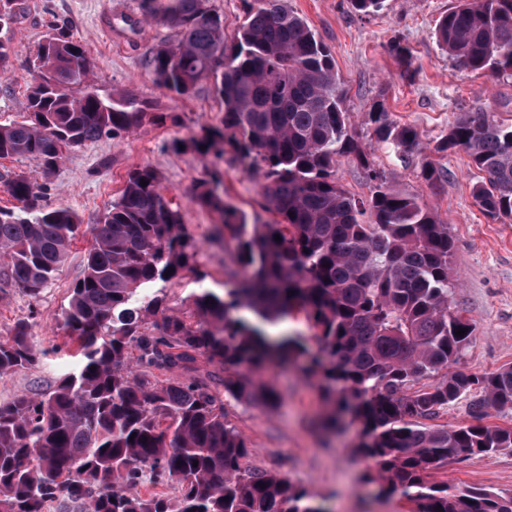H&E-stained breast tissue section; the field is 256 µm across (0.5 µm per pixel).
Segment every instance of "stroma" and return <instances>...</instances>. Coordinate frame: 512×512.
Listing matches in <instances>:
<instances>
[{
	"mask_svg": "<svg viewBox=\"0 0 512 512\" xmlns=\"http://www.w3.org/2000/svg\"><path fill=\"white\" fill-rule=\"evenodd\" d=\"M141 0H18L19 16L1 40L11 51L0 70V123L22 120L32 80L33 52L51 25L62 26L87 50L91 82L100 94L130 92L147 102L162 122L147 121L120 139H103L73 149L53 174L36 161L0 159V172L24 174L46 189L43 204L70 207L81 231L58 277L33 300L15 288L0 291V337L13 323L29 319L34 343L43 356L34 367L0 378V403L21 393H42L64 374L79 368L76 346L63 327L62 314L71 290L83 274V258L91 244L89 225L116 199L128 172L150 166L160 177L163 193L178 204L189 231L201 241L197 272H183L167 283L145 288V295L164 296L167 315L194 322L193 298L201 289L224 285L231 254L209 245L216 214L191 200L198 180L212 166L211 157L173 151L172 140L187 139L224 115L209 82L185 96L159 87L148 60L175 33L141 17ZM457 0H385L374 14H362L350 0H288L330 49L350 116L349 131L364 158H339L336 179L351 195L368 198L373 183L369 170L381 172L387 184L416 197L447 224L453 240L452 268L459 284L456 309L476 326L472 342L457 364L459 371L483 375L512 363V222L487 218L473 196L480 177L467 154L438 153L434 147L448 126L466 108L481 105L498 119L512 123V78L493 79L460 69L438 47L435 27ZM111 18V30L100 21ZM400 42L411 52L413 78L391 51ZM384 100L392 120L419 133L420 148L402 156L378 146L367 123L374 100ZM442 169L441 180L429 183L424 163ZM230 201L252 211L258 199L256 178L241 164H223ZM303 360L271 362L264 375L280 391L275 408L231 399L224 407L228 421L250 442V467L289 477L323 500L328 512H408L401 495L381 494L366 482L365 461L356 454L357 426L341 424L333 431L320 426L327 406L317 383L302 372ZM452 485L512 491V449L495 454L450 460L437 475Z\"/></svg>",
	"mask_w": 512,
	"mask_h": 512,
	"instance_id": "obj_1",
	"label": "stroma"
}]
</instances>
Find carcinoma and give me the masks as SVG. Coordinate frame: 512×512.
<instances>
[{
    "label": "carcinoma",
    "mask_w": 512,
    "mask_h": 512,
    "mask_svg": "<svg viewBox=\"0 0 512 512\" xmlns=\"http://www.w3.org/2000/svg\"><path fill=\"white\" fill-rule=\"evenodd\" d=\"M243 4L229 43L209 0H141L146 17L176 32L150 57L154 81L184 96L208 80L224 102L220 125L171 148L213 155L192 201L218 215L211 240L231 246L237 270L224 291L194 296L193 324L165 315L157 296L136 300L145 286L196 269L200 245L156 171L129 173L90 225L65 311L78 371L36 397L0 403V512H328L288 477L246 466L250 443L224 412L225 396L276 406L281 394L262 371L293 355L307 357L306 373L321 381L327 427L344 418L359 427L355 451L380 492L400 493L411 512H512V493L436 479L450 459L512 448L511 425L431 424L475 388L476 418L512 409V366L448 372L475 331L453 307L448 225L376 172L369 198L343 189L338 158L360 149L331 52L286 0ZM435 37L460 68L512 78V0H458ZM89 72L79 41L47 34L35 50L28 118L0 124V159H32L50 174L67 151L139 128L146 103L99 94ZM368 121L381 145L404 155L419 146L417 130L393 121L381 99ZM435 150L465 152L482 173L474 198L483 213L512 218V124L476 105ZM227 156L263 178L269 219L227 201L219 167ZM5 186L18 207L0 208V281L37 300L59 275L78 218L39 204L43 187L21 174ZM295 312L311 337L269 335ZM196 353L224 373V393L175 375ZM42 354L30 322L17 320L0 339V377ZM157 371L170 376L159 381ZM148 482L172 492L145 495Z\"/></svg>",
    "instance_id": "obj_1"
}]
</instances>
